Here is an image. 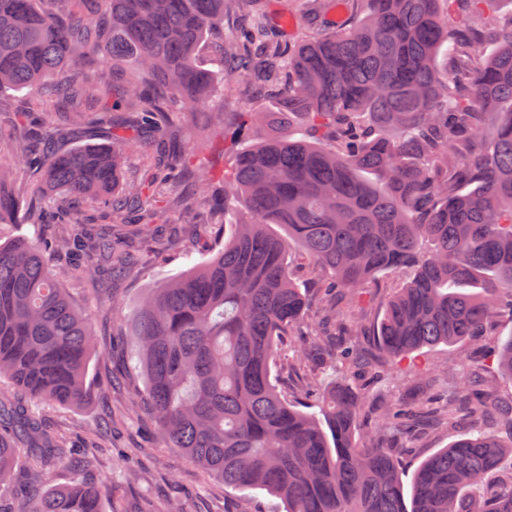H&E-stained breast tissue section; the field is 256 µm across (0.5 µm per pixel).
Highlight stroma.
<instances>
[{"mask_svg": "<svg viewBox=\"0 0 512 512\" xmlns=\"http://www.w3.org/2000/svg\"><path fill=\"white\" fill-rule=\"evenodd\" d=\"M361 0H252L245 9L227 5L219 38L236 43L249 17L263 19L268 37L290 47L297 40L325 35L350 26L363 15ZM278 81L257 87L241 81L224 90V110L228 113L254 110L278 95ZM62 98L42 103L37 94L10 92L0 96V139L11 140L18 133L17 117L29 115L34 132L44 126L56 129V144L68 148L76 144L110 141L112 124L102 112L97 91H90L86 112L80 122L68 121ZM208 115L200 112L188 120L164 123L161 140L140 139L131 151L125 168L126 181H137L153 163L159 148L185 160L178 195L158 184L155 194L166 201L168 223L156 233L136 232L134 225L116 224L108 209L91 204L86 208L88 224H4L0 243L15 239L42 242L73 235L93 245L96 235L109 234L118 252L130 260L122 272H111L98 262L92 277L74 274L68 256L50 254L48 269L66 288L74 307L87 319L95 334L96 352L87 368V401L80 407L32 405L31 415L58 435L88 444L95 450L92 467L74 472L66 467L52 470L47 481L62 485L74 477L96 485L102 493L105 512H285L283 502L265 491L239 492L225 487L219 477L190 464L157 434L145 399V381L137 364L136 338L132 316L151 288L210 259L224 244V217L209 202L198 203L195 223L183 221L184 197L196 191L200 172L210 176L211 198L224 195V172L235 154L250 145L242 136L231 140L206 137ZM300 337L282 338L272 371L275 385L287 400H297L306 380L326 385L336 378L331 363L301 362ZM461 348L439 345L413 353L387 367L382 376L357 372L353 384L370 400L408 397L424 379L435 380L444 394H452L458 373L455 365ZM468 421L455 427L444 425L421 429L417 439L399 452L400 466L413 474L422 459L446 447L457 435L467 432Z\"/></svg>", "mask_w": 512, "mask_h": 512, "instance_id": "obj_1", "label": "stroma"}]
</instances>
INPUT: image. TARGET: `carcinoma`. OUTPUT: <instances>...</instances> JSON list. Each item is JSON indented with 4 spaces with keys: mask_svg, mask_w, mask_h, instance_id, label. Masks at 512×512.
Masks as SVG:
<instances>
[{
    "mask_svg": "<svg viewBox=\"0 0 512 512\" xmlns=\"http://www.w3.org/2000/svg\"><path fill=\"white\" fill-rule=\"evenodd\" d=\"M467 19L454 21L460 2ZM227 0H0V93L62 94L81 116L95 56L123 64L117 84L100 81L103 111L138 114L115 131L117 146L51 144L35 151L10 141L11 158L40 175L61 205L40 224H84L82 202L104 198L115 224L131 210L142 229L167 221L153 192L175 161L158 160L123 187V152L143 129L161 127L165 95L180 112L206 107L212 131L224 130L222 83L286 74L279 111L246 112L256 141L224 171V248L150 291L134 321L138 360L158 433L171 448L237 491L265 490L286 512H512V478L490 494L482 483L512 444L479 429L495 405L487 383L474 385L459 365L458 403L427 392L379 410L377 426L362 396L340 380L306 388L315 411L284 400L272 381L279 340L308 324L310 299L291 254L331 274V321L350 336L365 329L364 284L405 274L385 299L376 356L397 363L425 347H469L489 324L512 320V18L484 15L485 0H365L368 14L350 27L299 45L285 56L266 49L256 62L216 45L198 62L209 35L224 26ZM444 53L448 68L437 67ZM23 197L0 188V224L25 223ZM277 225L282 234L271 230ZM69 254L79 275L95 257L121 267L126 256L100 239L95 255L81 239L50 244ZM341 369L362 351L340 343L300 346ZM93 337L66 289L24 240L0 244V377L36 401L79 406L87 397ZM499 373L512 380V333L499 339ZM464 434L420 463L409 482L378 432L425 413ZM25 438L27 464L17 473ZM92 449L42 429L28 410L0 401V512H15V486L39 482L58 465L82 470ZM25 512H101L98 488L49 485Z\"/></svg>",
    "mask_w": 512,
    "mask_h": 512,
    "instance_id": "1",
    "label": "carcinoma"
}]
</instances>
